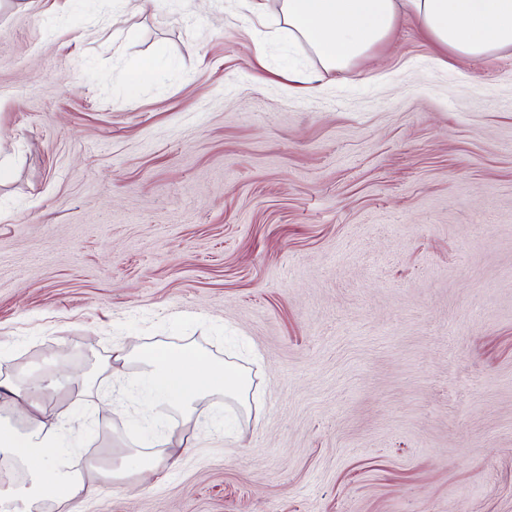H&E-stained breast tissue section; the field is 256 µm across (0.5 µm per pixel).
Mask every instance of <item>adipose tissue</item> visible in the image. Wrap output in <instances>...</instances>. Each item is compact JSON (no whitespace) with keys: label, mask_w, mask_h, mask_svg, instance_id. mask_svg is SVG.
<instances>
[{"label":"adipose tissue","mask_w":512,"mask_h":512,"mask_svg":"<svg viewBox=\"0 0 512 512\" xmlns=\"http://www.w3.org/2000/svg\"><path fill=\"white\" fill-rule=\"evenodd\" d=\"M280 12L291 36L302 38L325 69L344 70L368 58L393 32L401 13L414 16L439 48L460 60L480 61L512 51V0H281ZM142 378L155 400L192 416L206 396L222 393L248 404L250 378L235 366L208 362L196 348L146 347L137 355ZM19 412L23 426L0 418V457L17 463L25 474L0 505L11 512H42L52 500L66 512H82L101 485L129 478L159 465L175 466V452L131 454L122 472L77 469L62 446L67 420L48 413L33 386L0 379V405Z\"/></svg>","instance_id":"obj_1"}]
</instances>
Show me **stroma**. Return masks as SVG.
<instances>
[{
	"label": "stroma",
	"mask_w": 512,
	"mask_h": 512,
	"mask_svg": "<svg viewBox=\"0 0 512 512\" xmlns=\"http://www.w3.org/2000/svg\"><path fill=\"white\" fill-rule=\"evenodd\" d=\"M263 2L0 0V372L67 378L79 467L191 442L84 512H512V53L404 15L325 71ZM143 344L255 404L151 403Z\"/></svg>",
	"instance_id": "stroma-1"
}]
</instances>
